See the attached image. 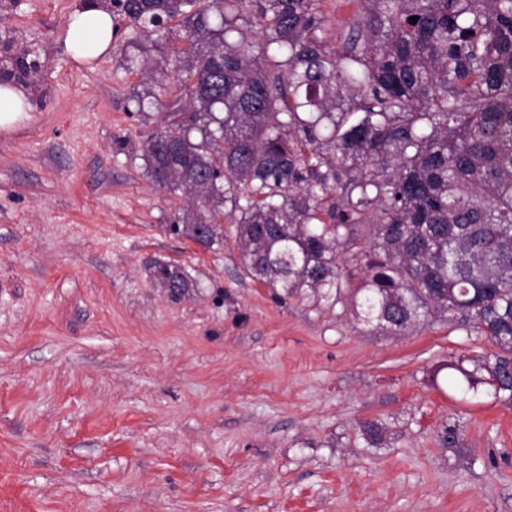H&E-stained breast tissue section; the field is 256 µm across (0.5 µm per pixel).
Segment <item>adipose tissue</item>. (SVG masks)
<instances>
[{"instance_id": "adipose-tissue-1", "label": "adipose tissue", "mask_w": 512, "mask_h": 512, "mask_svg": "<svg viewBox=\"0 0 512 512\" xmlns=\"http://www.w3.org/2000/svg\"><path fill=\"white\" fill-rule=\"evenodd\" d=\"M68 50L77 59H94L112 49V17L100 8L74 12L67 25Z\"/></svg>"}]
</instances>
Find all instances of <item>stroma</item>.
<instances>
[{
    "label": "stroma",
    "instance_id": "1",
    "mask_svg": "<svg viewBox=\"0 0 512 512\" xmlns=\"http://www.w3.org/2000/svg\"><path fill=\"white\" fill-rule=\"evenodd\" d=\"M78 2L0 0V40L41 62L28 118L0 130V512H512V406L435 374L492 344L278 302L235 224L210 248L173 234L188 201L140 155L164 113L132 98L169 103L176 76L154 53L127 70L120 18L111 53L77 62ZM154 260L192 288L172 299Z\"/></svg>",
    "mask_w": 512,
    "mask_h": 512
}]
</instances>
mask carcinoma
<instances>
[{"label":"carcinoma","instance_id":"carcinoma-1","mask_svg":"<svg viewBox=\"0 0 512 512\" xmlns=\"http://www.w3.org/2000/svg\"><path fill=\"white\" fill-rule=\"evenodd\" d=\"M320 2L101 0L177 73L140 142L152 181L190 204L170 230L210 248L228 214L253 280L371 330L476 329L496 351L439 370L512 405V0H355L338 50ZM29 55L16 45L0 78H36ZM151 270L173 297L192 287Z\"/></svg>","mask_w":512,"mask_h":512}]
</instances>
